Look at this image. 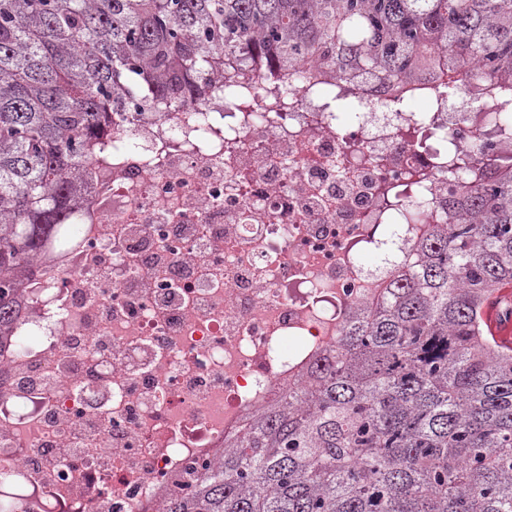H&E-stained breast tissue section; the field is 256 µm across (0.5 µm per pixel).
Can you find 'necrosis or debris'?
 <instances>
[{
	"label": "necrosis or debris",
	"mask_w": 512,
	"mask_h": 512,
	"mask_svg": "<svg viewBox=\"0 0 512 512\" xmlns=\"http://www.w3.org/2000/svg\"><path fill=\"white\" fill-rule=\"evenodd\" d=\"M337 92L253 83L244 112L114 122L77 240L37 270L0 359V491L28 512H153L249 412L302 388L350 308L410 264L441 221L439 146L407 136L416 112L364 89L337 120ZM426 107L461 144L471 113L494 109L465 93Z\"/></svg>",
	"instance_id": "obj_1"
}]
</instances>
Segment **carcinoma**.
Here are the masks:
<instances>
[{
	"instance_id": "obj_1",
	"label": "carcinoma",
	"mask_w": 512,
	"mask_h": 512,
	"mask_svg": "<svg viewBox=\"0 0 512 512\" xmlns=\"http://www.w3.org/2000/svg\"><path fill=\"white\" fill-rule=\"evenodd\" d=\"M311 77L377 95L512 104V0H0V355L32 262L71 242L117 112L210 100L213 81ZM441 150L447 218L382 298L350 310L305 386L190 466L160 512H512V349L481 328L512 284V158Z\"/></svg>"
}]
</instances>
